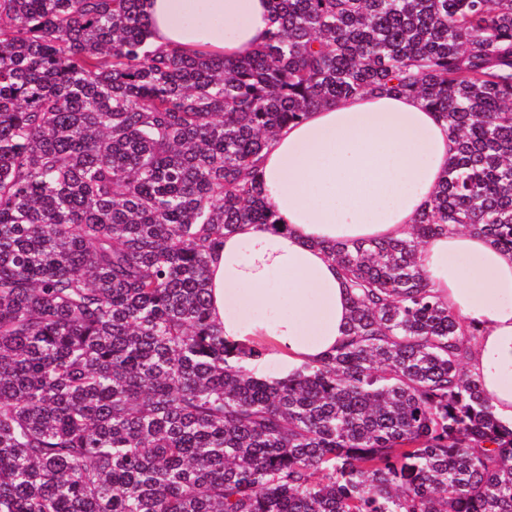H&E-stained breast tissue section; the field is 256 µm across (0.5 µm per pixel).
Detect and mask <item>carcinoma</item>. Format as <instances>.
<instances>
[{"label":"carcinoma","instance_id":"cac0c4a2","mask_svg":"<svg viewBox=\"0 0 512 512\" xmlns=\"http://www.w3.org/2000/svg\"><path fill=\"white\" fill-rule=\"evenodd\" d=\"M236 59L155 48L143 0H0V512H512L477 329L418 261L512 251V0H269ZM415 96L456 142L409 238L336 245L347 339L282 380L208 265L276 224L258 168L308 112Z\"/></svg>","mask_w":512,"mask_h":512}]
</instances>
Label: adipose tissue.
<instances>
[{
  "instance_id": "ef3b65f1",
  "label": "adipose tissue",
  "mask_w": 512,
  "mask_h": 512,
  "mask_svg": "<svg viewBox=\"0 0 512 512\" xmlns=\"http://www.w3.org/2000/svg\"><path fill=\"white\" fill-rule=\"evenodd\" d=\"M151 41L234 59L270 29L267 0H145ZM456 144L422 100L368 93L308 112L264 151L258 174L273 226L243 224L209 263L211 314L226 340L261 346L257 373L285 378L345 338L349 294L331 246L408 236ZM419 262L431 290L478 330L468 369L495 416L512 427V252L480 235L430 238Z\"/></svg>"
}]
</instances>
